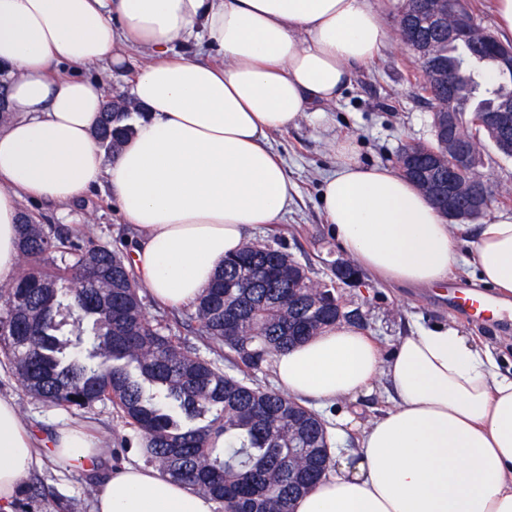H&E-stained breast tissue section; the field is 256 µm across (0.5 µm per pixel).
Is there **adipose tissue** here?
Here are the masks:
<instances>
[{"label": "adipose tissue", "instance_id": "1", "mask_svg": "<svg viewBox=\"0 0 512 512\" xmlns=\"http://www.w3.org/2000/svg\"><path fill=\"white\" fill-rule=\"evenodd\" d=\"M388 32L372 0H0V69L10 120L0 125V283L14 279L21 203L65 207L103 184L137 231L135 274L159 303L193 305L244 244L278 223L295 195L268 134L300 115L329 122L356 66ZM149 63L133 68L129 50ZM132 71L143 115L114 156L94 130L107 98L101 70ZM321 185L339 246L389 285L436 288L455 264L512 301V214L472 241L399 169L361 164L332 144ZM280 389L322 406L388 382L391 408L359 430L357 450L292 512H512V376L476 338L416 328L384 356L374 336L340 322L273 357ZM108 454L92 428L65 423L39 438L0 396V512L43 456L98 472ZM93 512H217L154 466L123 465L95 486Z\"/></svg>", "mask_w": 512, "mask_h": 512}]
</instances>
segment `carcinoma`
Returning a JSON list of instances; mask_svg holds the SVG:
<instances>
[{
    "label": "carcinoma",
    "mask_w": 512,
    "mask_h": 512,
    "mask_svg": "<svg viewBox=\"0 0 512 512\" xmlns=\"http://www.w3.org/2000/svg\"><path fill=\"white\" fill-rule=\"evenodd\" d=\"M397 34L424 55L423 89L431 108L434 142L406 144L429 176L448 178V150L438 136V119L455 117V134L467 143L491 138L477 113L512 99V70L499 68L504 47L495 35L476 28L474 42L448 46V28L430 19L428 0H405ZM485 61L496 77L486 96L474 100L477 66L463 51ZM441 59L452 69L456 89L431 80ZM128 112L108 108L96 138L117 153L131 128ZM457 180L481 184L495 196L479 168ZM19 251L28 265L11 282L0 283V353L30 395L47 403L84 409L107 399L142 434L150 461L219 504L218 512H291L327 467L329 437L322 420L287 394L247 386L202 358L196 343L227 350L259 370L267 358L338 322L336 287L362 276L340 260L336 284L314 280L288 253L247 242L204 289L184 329L194 340L146 313L143 287L127 258L85 234L63 233L31 216H21Z\"/></svg>",
    "instance_id": "obj_1"
}]
</instances>
